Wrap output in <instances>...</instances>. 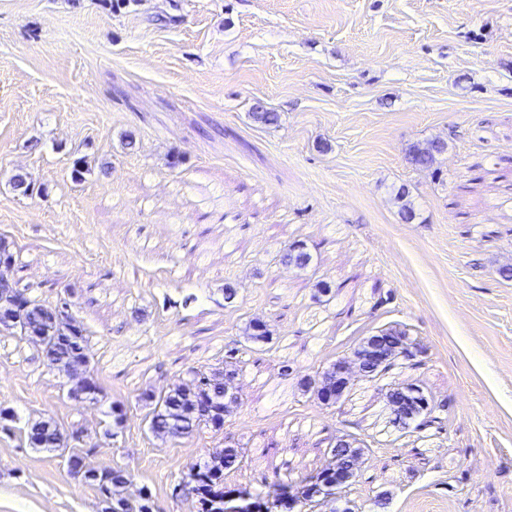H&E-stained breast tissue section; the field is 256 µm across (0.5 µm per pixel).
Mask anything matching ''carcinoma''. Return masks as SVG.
<instances>
[{
  "instance_id": "obj_1",
  "label": "carcinoma",
  "mask_w": 512,
  "mask_h": 512,
  "mask_svg": "<svg viewBox=\"0 0 512 512\" xmlns=\"http://www.w3.org/2000/svg\"><path fill=\"white\" fill-rule=\"evenodd\" d=\"M446 149L442 140H430L416 144L408 150V161L417 169L429 170L437 155ZM277 261L286 266L305 268L312 255L305 247L292 243L285 245L276 255ZM0 333L18 341L39 343L43 364L80 382L79 391L73 393L91 405L99 403V386L87 374L90 356L88 329L68 313L54 317L47 312V303L30 296L27 289L0 274ZM388 341L380 352L389 357L391 366L401 361H410L418 352L417 343L407 329L399 324L383 329ZM247 339L254 344L272 340L268 325L260 320L249 323ZM255 352L252 347H231L224 352V367L214 369L191 368L186 377L159 395L144 390L137 395L141 402L152 406L148 420V431L156 438L178 441L190 437L204 428L219 431L224 428V419L237 402L230 395L234 380L247 364V357ZM344 365L340 361L317 373L308 382L322 400V391L336 381V368ZM416 384L401 382L392 385L386 392L385 406L392 426L406 430L405 408L394 406L393 399ZM28 442L36 448L55 451L65 447L66 437L58 425L51 420H35L27 425ZM341 448H329L327 464L300 483L279 482L272 491L252 490L246 487L235 489L225 485V473L242 468L244 452L240 446H226L215 452L206 462L193 465L183 473L178 486L195 496L199 512H312L320 504L336 502V470L342 469L350 457L362 458V449L356 446L357 438L351 434L337 437ZM133 474L127 468H112L94 472L87 476L98 490L105 503V512H150L153 505L151 492L144 490L136 498L126 494L127 484ZM246 493V502L231 497L233 492Z\"/></svg>"
}]
</instances>
